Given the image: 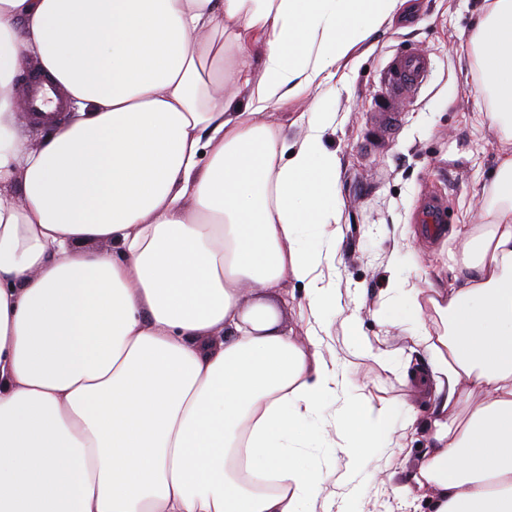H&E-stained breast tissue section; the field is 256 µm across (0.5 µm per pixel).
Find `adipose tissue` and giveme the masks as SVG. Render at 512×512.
Returning a JSON list of instances; mask_svg holds the SVG:
<instances>
[{"label": "adipose tissue", "instance_id": "1", "mask_svg": "<svg viewBox=\"0 0 512 512\" xmlns=\"http://www.w3.org/2000/svg\"><path fill=\"white\" fill-rule=\"evenodd\" d=\"M401 0H0V512H306L304 453L346 371L322 352L342 220L333 123L269 109L333 79ZM512 132V0L472 38ZM36 61L71 116L22 134ZM452 285L389 278L446 375L401 488L427 512H512V154ZM302 285L303 337L281 325ZM443 324L428 326L426 310ZM386 409L344 412L371 456Z\"/></svg>", "mask_w": 512, "mask_h": 512}]
</instances>
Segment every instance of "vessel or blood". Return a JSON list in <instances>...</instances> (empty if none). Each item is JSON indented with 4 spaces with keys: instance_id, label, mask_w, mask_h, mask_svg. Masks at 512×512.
Returning a JSON list of instances; mask_svg holds the SVG:
<instances>
[{
    "instance_id": "vessel-or-blood-1",
    "label": "vessel or blood",
    "mask_w": 512,
    "mask_h": 512,
    "mask_svg": "<svg viewBox=\"0 0 512 512\" xmlns=\"http://www.w3.org/2000/svg\"><path fill=\"white\" fill-rule=\"evenodd\" d=\"M431 70L428 56L415 49L396 53L380 74V94L384 105L375 115L380 128H388L396 118L397 105L408 92L417 90L427 80ZM50 86L40 77H32L26 100L29 112H40L49 99Z\"/></svg>"
}]
</instances>
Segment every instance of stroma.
<instances>
[{"label": "stroma", "instance_id": "35a3bbf8", "mask_svg": "<svg viewBox=\"0 0 512 512\" xmlns=\"http://www.w3.org/2000/svg\"><path fill=\"white\" fill-rule=\"evenodd\" d=\"M488 0H407L385 30L360 44L348 62L345 83H331L292 97L261 116L288 140L301 138L316 113L334 117L325 143L341 161L342 244L323 274L340 295L342 313L328 311L326 356L346 367L350 385L328 403L321 448L325 477L321 504L346 503L352 512H422L398 489L427 449L425 430L409 432L408 409L427 416L435 379L427 355L414 351L410 326L384 324L395 302L386 290L387 268L400 260L402 277L419 288H444L462 259L451 237L455 224L491 223L494 173L512 138L484 121L489 96L480 93L481 71L468 43ZM426 51L427 83L405 100L395 129L378 135L371 115L380 103L379 75L405 47ZM442 204L446 220L424 235L420 217L428 201ZM359 312L360 337L349 335L345 316ZM385 353L389 365L360 356L357 343ZM387 405L388 445L374 457L351 461L350 438L338 422L346 405Z\"/></svg>", "mask_w": 512, "mask_h": 512}]
</instances>
